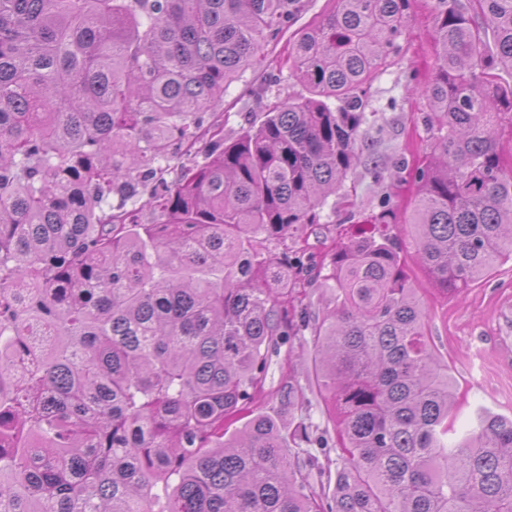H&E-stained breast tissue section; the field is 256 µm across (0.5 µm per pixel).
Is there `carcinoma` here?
Returning a JSON list of instances; mask_svg holds the SVG:
<instances>
[{"label": "carcinoma", "mask_w": 512, "mask_h": 512, "mask_svg": "<svg viewBox=\"0 0 512 512\" xmlns=\"http://www.w3.org/2000/svg\"><path fill=\"white\" fill-rule=\"evenodd\" d=\"M288 49L309 95L237 139L206 114L302 0H0V512H512V418L455 429L413 259L456 294L512 259V0H425L438 129L403 221L392 192L331 258L336 308L296 312L321 270L302 237L359 166L377 181L366 84L412 0H333ZM206 140L205 162L167 165ZM159 224H137L136 205ZM308 330L337 417L334 490L263 414L269 354Z\"/></svg>", "instance_id": "1"}]
</instances>
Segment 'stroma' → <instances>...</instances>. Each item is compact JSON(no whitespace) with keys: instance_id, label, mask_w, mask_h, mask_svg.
Masks as SVG:
<instances>
[{"instance_id":"35a3bbf8","label":"stroma","mask_w":512,"mask_h":512,"mask_svg":"<svg viewBox=\"0 0 512 512\" xmlns=\"http://www.w3.org/2000/svg\"><path fill=\"white\" fill-rule=\"evenodd\" d=\"M332 8L331 0H303L289 33L266 48L265 61L248 70L244 81L229 86L223 104L214 111L224 125L225 137H235L250 122L260 120L263 106L250 95V88H267V100L271 102L305 94V87L288 72H277L276 65L286 57L295 32ZM402 45L403 51L395 64L372 80L367 107L372 151L390 176L395 174L400 160L422 159L431 136L423 122L425 100L412 91L408 79L415 70L420 83H427L436 55L433 18L423 0H413ZM348 184L352 188L353 208L336 210L325 205L321 224L314 226L309 235L311 251L322 256H329L345 229L359 234L370 229L366 219L382 187L362 168L356 170ZM411 276L429 309L436 352L447 364L455 383L458 427H472L481 409L511 418L512 354L502 351L494 338L506 328L501 315L503 307L512 304V260H499L486 276L458 296L436 291L420 268H413ZM313 353L312 338L308 335L282 343L269 358L263 391L252 408L262 414L279 412L282 390L287 384H297L302 398L290 414L284 415L285 427L291 431L303 426L312 434L326 437L328 447L307 444L303 450L315 457L323 469L332 470L337 459L331 446L336 439L334 415L329 399L314 378L309 362Z\"/></svg>"}]
</instances>
